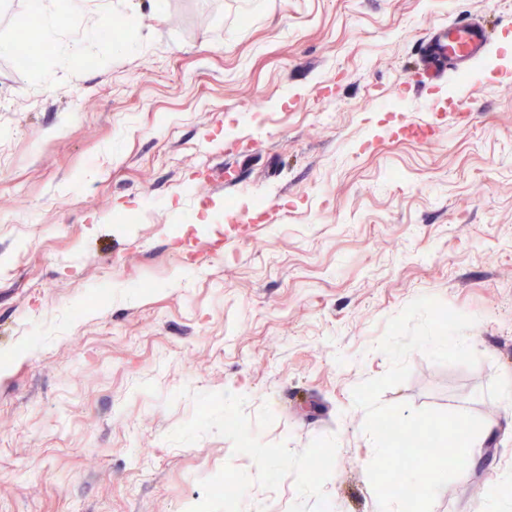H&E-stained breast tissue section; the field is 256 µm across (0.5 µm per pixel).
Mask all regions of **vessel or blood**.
I'll use <instances>...</instances> for the list:
<instances>
[{"label":"vessel or blood","mask_w":512,"mask_h":512,"mask_svg":"<svg viewBox=\"0 0 512 512\" xmlns=\"http://www.w3.org/2000/svg\"><path fill=\"white\" fill-rule=\"evenodd\" d=\"M491 41L483 24L466 18L432 29L420 45L425 81L433 85L449 73L471 69L488 53Z\"/></svg>","instance_id":"vessel-or-blood-1"}]
</instances>
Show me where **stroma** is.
Here are the masks:
<instances>
[{
	"label": "stroma",
	"instance_id": "1",
	"mask_svg": "<svg viewBox=\"0 0 512 512\" xmlns=\"http://www.w3.org/2000/svg\"><path fill=\"white\" fill-rule=\"evenodd\" d=\"M103 7L136 53L85 39ZM28 8L0 0V512H378L352 390L421 296L478 361L412 352L381 401L484 422L432 512H512V0H91L22 56ZM464 17L494 46L428 94L468 123L383 139Z\"/></svg>",
	"mask_w": 512,
	"mask_h": 512
}]
</instances>
